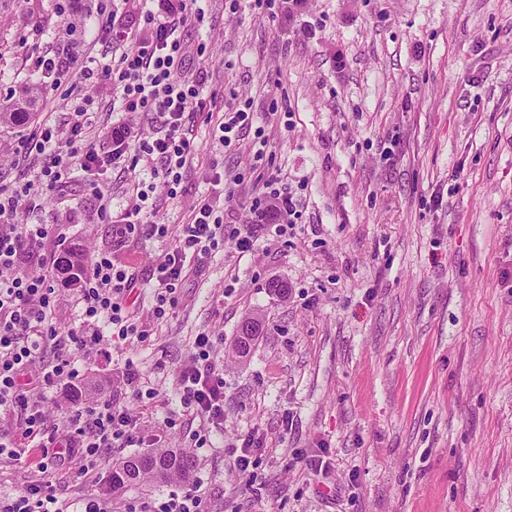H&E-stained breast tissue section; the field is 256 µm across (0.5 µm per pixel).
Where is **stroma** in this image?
<instances>
[{
	"label": "stroma",
	"instance_id": "35a3bbf8",
	"mask_svg": "<svg viewBox=\"0 0 512 512\" xmlns=\"http://www.w3.org/2000/svg\"><path fill=\"white\" fill-rule=\"evenodd\" d=\"M181 28L185 70H206L203 98L247 106L246 132L216 153V124H185L201 149L168 198L154 181L157 224L185 221L200 197L228 224L248 223L258 180L296 193L292 229L257 233L192 269L173 315L136 303L149 332L103 337L111 364L80 361L111 384L133 363L151 399L125 397L144 437L188 450L208 512H512V0H201ZM97 0H0V107L38 91L37 114L63 119L65 88L33 75L28 53L72 29L79 61L107 63ZM206 43L198 57V43ZM241 175L234 198L215 169ZM72 174L71 243L102 247L111 227ZM168 242L139 237L118 253L149 280ZM288 286L287 296L271 280ZM263 333L247 358L232 345L245 316ZM224 341V428L194 448L199 422L180 414L175 382L197 333ZM259 434L248 475L234 466ZM99 476L56 480L59 499L109 497L112 512L164 498L182 482L112 493ZM324 455L320 471L304 459Z\"/></svg>",
	"mask_w": 512,
	"mask_h": 512
}]
</instances>
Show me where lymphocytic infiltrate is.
<instances>
[{"label": "lymphocytic infiltrate", "instance_id": "1", "mask_svg": "<svg viewBox=\"0 0 512 512\" xmlns=\"http://www.w3.org/2000/svg\"><path fill=\"white\" fill-rule=\"evenodd\" d=\"M197 2L167 0L163 15L147 14L139 27L123 23L113 11L101 12L100 30L119 50L105 64H81L68 51L52 48L31 58L32 70L53 85L66 83L74 91L109 86L118 110L153 113L157 134L144 138L134 127H112L110 112L97 106L94 97L85 96L71 105L64 124L43 118L22 141L23 149L43 155L40 169L17 186L0 185V415L15 419L14 424L0 426V457H20L31 445L39 452L37 476L14 494L1 495L0 512H68L56 495L59 472L76 459L80 475L96 476L103 449L143 441L120 392L73 406L58 425L50 423L42 406L44 395L57 383L77 384L79 359L111 362V350L101 345L103 336L125 342L146 338L129 303L142 282L116 259L130 238L172 242L153 269L152 314L160 320L176 305L177 289L190 272L189 261L203 262L228 238L239 251H250L256 228L275 217L291 223L300 217L293 193L279 189L271 179L251 202V223L228 227L204 197L186 223L152 224L144 209V191H137L132 204L116 214L111 190L95 178L96 172L112 167L133 170L142 164L164 184H180L183 170L198 152L184 118L205 107L200 97L205 74L184 76L186 48L177 35L191 19L200 18ZM132 38L138 49L122 50V43ZM75 165L89 175L86 186L98 203L99 218L112 226V240L87 253L76 282L83 321L65 330L52 316L58 296L57 262L45 248L47 240L59 245L66 241L65 227L21 224L16 217L38 209L48 195L64 196ZM220 346V339L209 333L195 336L176 381L183 409L199 420L193 435L199 448L208 447L212 431L224 424V370L216 361Z\"/></svg>", "mask_w": 512, "mask_h": 512}]
</instances>
